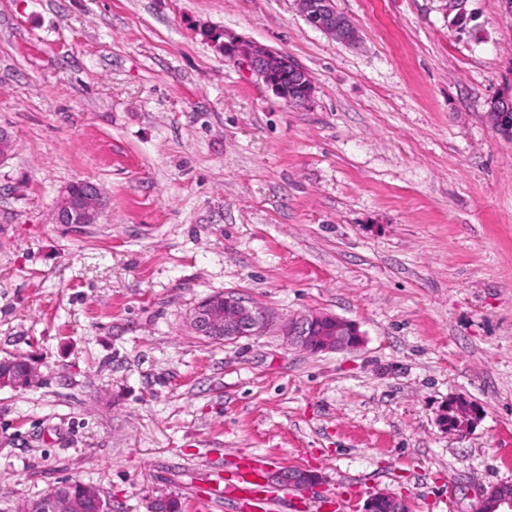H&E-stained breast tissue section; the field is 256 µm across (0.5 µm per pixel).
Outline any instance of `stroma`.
I'll list each match as a JSON object with an SVG mask.
<instances>
[{
  "instance_id": "1",
  "label": "stroma",
  "mask_w": 512,
  "mask_h": 512,
  "mask_svg": "<svg viewBox=\"0 0 512 512\" xmlns=\"http://www.w3.org/2000/svg\"><path fill=\"white\" fill-rule=\"evenodd\" d=\"M349 45L295 0H0V512L57 482L112 512H242L201 479L263 458L322 484L280 512L369 493L470 512L512 482V141L486 119L512 81L500 0H335ZM303 66L276 99L212 34ZM91 181L98 223L51 221ZM232 292L364 336L311 355L277 328L233 343L189 314ZM464 396L466 436L438 407ZM37 378L34 366L22 356L0 360V389L30 387Z\"/></svg>"
}]
</instances>
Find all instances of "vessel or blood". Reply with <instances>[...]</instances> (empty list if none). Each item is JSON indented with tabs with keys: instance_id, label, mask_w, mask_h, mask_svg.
<instances>
[{
	"instance_id": "1",
	"label": "vessel or blood",
	"mask_w": 512,
	"mask_h": 512,
	"mask_svg": "<svg viewBox=\"0 0 512 512\" xmlns=\"http://www.w3.org/2000/svg\"><path fill=\"white\" fill-rule=\"evenodd\" d=\"M209 491L212 498L242 504L248 512H278L286 496L284 489L269 483L265 465L259 460L236 467L231 478L215 476Z\"/></svg>"
}]
</instances>
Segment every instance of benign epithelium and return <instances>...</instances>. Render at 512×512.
Instances as JSON below:
<instances>
[{
    "instance_id": "obj_1",
    "label": "benign epithelium",
    "mask_w": 512,
    "mask_h": 512,
    "mask_svg": "<svg viewBox=\"0 0 512 512\" xmlns=\"http://www.w3.org/2000/svg\"><path fill=\"white\" fill-rule=\"evenodd\" d=\"M299 13L306 21L332 38L354 42L358 38L356 25L336 13L335 0H296ZM224 58L255 74L273 96L293 108L307 106L315 94V84L309 73L287 57L257 42L224 34L220 43ZM512 106V83L504 85L493 97L487 120L503 137L512 140V126L500 124L499 109ZM102 208L101 189L90 181L83 182V191L74 195L65 187L51 212L55 224L85 226L95 224ZM274 323V316L265 308L248 304L232 293H217L202 300L189 316V325L198 336L210 340L237 341L258 336ZM279 331L288 344L309 354L345 352L363 343V334L350 320L323 312L310 311L292 316L279 323ZM37 378L34 366L22 356L0 360V389H25ZM273 480L283 482L290 490L308 491L320 484L321 476L310 469L290 467L276 472ZM471 512H512V496L497 495L492 488L473 489ZM388 505L391 512H409L407 502L384 492L369 495L363 512H377ZM29 512H102L101 497L96 491L87 492L76 501L65 493L42 499Z\"/></svg>"
}]
</instances>
